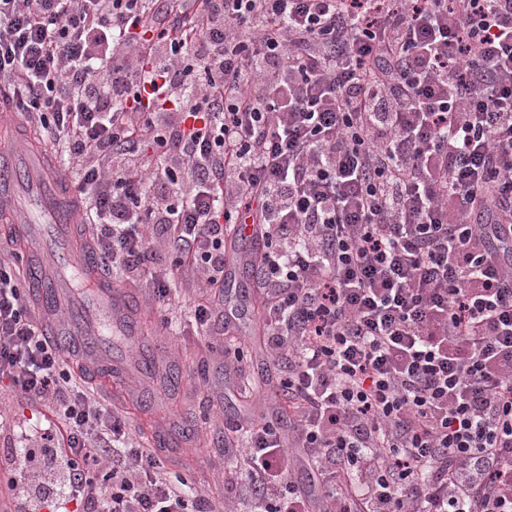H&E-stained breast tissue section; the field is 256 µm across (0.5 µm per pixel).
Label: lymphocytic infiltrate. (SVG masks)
I'll return each instance as SVG.
<instances>
[{"mask_svg": "<svg viewBox=\"0 0 512 512\" xmlns=\"http://www.w3.org/2000/svg\"><path fill=\"white\" fill-rule=\"evenodd\" d=\"M0 106L107 261L162 303L193 274L198 329L252 230L291 422L236 426V504L198 496L0 261V381L55 405L0 472L23 512H512V0H0Z\"/></svg>", "mask_w": 512, "mask_h": 512, "instance_id": "obj_1", "label": "lymphocytic infiltrate"}]
</instances>
